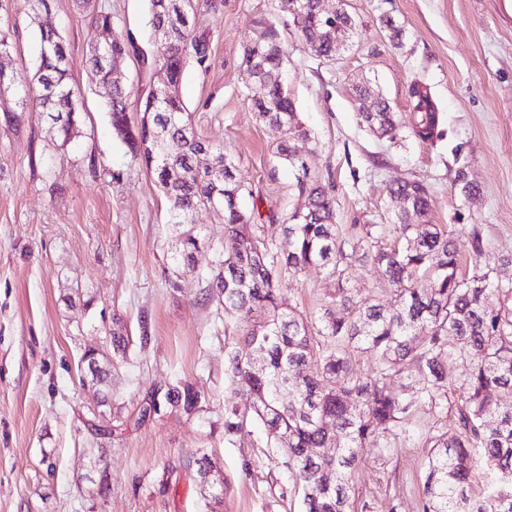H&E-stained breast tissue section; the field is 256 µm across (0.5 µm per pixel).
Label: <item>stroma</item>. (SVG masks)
I'll return each instance as SVG.
<instances>
[{
	"instance_id": "1",
	"label": "stroma",
	"mask_w": 512,
	"mask_h": 512,
	"mask_svg": "<svg viewBox=\"0 0 512 512\" xmlns=\"http://www.w3.org/2000/svg\"><path fill=\"white\" fill-rule=\"evenodd\" d=\"M49 21L82 86L78 134L55 149L36 112L0 111V512H204L197 461L224 482L215 512H302L288 460L248 414V393L230 384L225 353L240 324L209 297L224 226L200 211L193 265L173 269L169 204L154 177L112 133L104 91L86 77L91 11L111 12L114 38L147 47L145 0H50ZM33 0H0L13 26L4 63L34 72L39 52ZM357 30L336 56H314L279 0H224L220 14L198 7L195 31L210 45L206 68L188 64L180 95L196 132L223 145L249 196L244 206L269 236L297 202L293 176L273 155L280 137L260 122L248 97L241 44L255 22L276 20L289 60L288 86L309 134L312 174L336 199V222L376 225L393 244L391 185L429 190L432 223L452 231L464 270L479 258L512 254V0H347ZM403 26L394 47L385 17ZM377 81L394 109H409L413 81L427 85L440 112L439 135L393 143L363 128L353 83ZM465 171L480 188L468 198ZM479 230L483 255L470 245ZM280 292L305 317L321 313L330 283L322 268L284 274ZM129 338L112 349V330ZM97 353L110 398L101 402L83 358ZM189 382L200 410L165 401ZM245 412L224 436V409ZM412 441L369 448L355 474V504L372 512H423L426 437L454 426L452 413L418 406ZM56 467L46 471L43 457ZM108 472L110 489L99 491Z\"/></svg>"
}]
</instances>
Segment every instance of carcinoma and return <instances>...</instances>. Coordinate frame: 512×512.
Masks as SVG:
<instances>
[{
	"instance_id": "carcinoma-1",
	"label": "carcinoma",
	"mask_w": 512,
	"mask_h": 512,
	"mask_svg": "<svg viewBox=\"0 0 512 512\" xmlns=\"http://www.w3.org/2000/svg\"><path fill=\"white\" fill-rule=\"evenodd\" d=\"M146 2L148 57L134 41L112 38V14L92 13L87 80L105 89L113 135L156 176L169 201L173 269L194 261L199 242L188 225L195 214L209 209L222 220V258L204 279L224 313L243 327L244 346L227 352L226 375L250 392V410L288 456L304 512H352L354 473L364 450L412 440L406 421L419 404L450 408L455 416L453 432L428 438L423 512H512V405L503 402L512 395V281L502 276L512 260L487 261L472 275L462 274L455 239L427 220L428 190L415 180L389 187V195L403 201L395 211L394 245L382 244L373 224L341 230L335 197L296 150L308 132L295 99L279 86L286 82L288 50L276 22L260 18L242 44L243 61L257 69L259 90H250L251 100L259 121L281 129L274 156L293 171L302 199L280 225V237L267 238V225L251 223L241 209L244 187L224 146L194 132L177 90L184 67H203L210 55L209 41L195 33L193 0ZM292 21L304 40L319 32L310 46L319 58L339 50L336 28H356L349 12L326 17L321 0H302ZM37 26V70L28 75L1 67L0 86L16 90V108L41 113L63 148L77 134L82 90L71 80L58 30L46 19ZM131 55L166 69L176 87L168 98L147 93L136 118L127 111V87L111 66ZM354 97L373 107L359 116L378 137L399 140L406 129L425 143L438 135L439 111L423 84L409 86L407 125L370 82L356 85ZM202 155L211 164L200 165ZM355 261L381 271L393 287L390 304L358 297L350 287ZM310 266L325 269L332 287L316 324L279 293L282 274L298 275ZM355 349L374 356L372 373L354 370L349 351ZM454 358L470 364L459 383L448 377ZM397 382L414 389L412 398L401 396ZM166 403L193 415L200 392L180 384L168 391ZM242 427L238 409L224 408V437Z\"/></svg>"
}]
</instances>
